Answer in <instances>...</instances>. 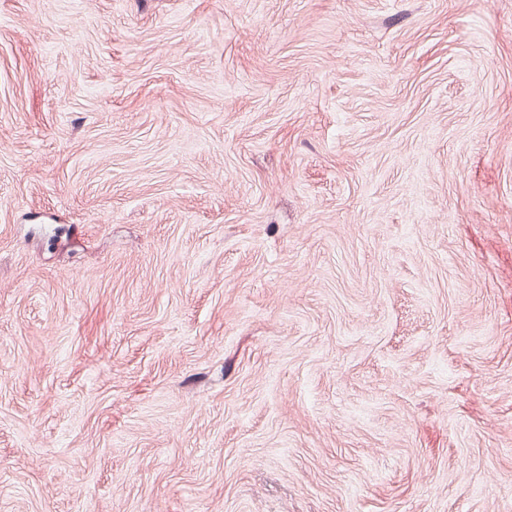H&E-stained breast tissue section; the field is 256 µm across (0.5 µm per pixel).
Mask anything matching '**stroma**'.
Here are the masks:
<instances>
[{
    "label": "stroma",
    "mask_w": 512,
    "mask_h": 512,
    "mask_svg": "<svg viewBox=\"0 0 512 512\" xmlns=\"http://www.w3.org/2000/svg\"><path fill=\"white\" fill-rule=\"evenodd\" d=\"M0 512H512V0H0Z\"/></svg>",
    "instance_id": "obj_1"
}]
</instances>
